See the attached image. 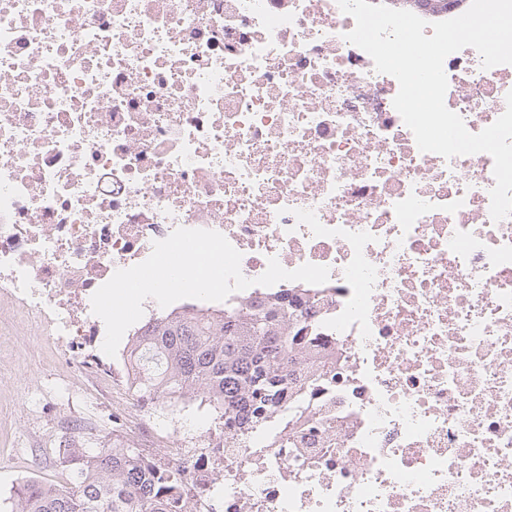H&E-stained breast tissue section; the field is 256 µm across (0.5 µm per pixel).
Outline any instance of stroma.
<instances>
[{
	"instance_id": "1",
	"label": "stroma",
	"mask_w": 512,
	"mask_h": 512,
	"mask_svg": "<svg viewBox=\"0 0 512 512\" xmlns=\"http://www.w3.org/2000/svg\"><path fill=\"white\" fill-rule=\"evenodd\" d=\"M112 413L111 394L69 367L36 321L14 325L0 316V504L25 479L68 482L57 462L62 422L91 425L90 447L123 444L112 431Z\"/></svg>"
}]
</instances>
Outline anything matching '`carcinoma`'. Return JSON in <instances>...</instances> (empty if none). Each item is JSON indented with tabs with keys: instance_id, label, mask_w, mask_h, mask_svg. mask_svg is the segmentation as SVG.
<instances>
[{
	"instance_id": "1",
	"label": "carcinoma",
	"mask_w": 512,
	"mask_h": 512,
	"mask_svg": "<svg viewBox=\"0 0 512 512\" xmlns=\"http://www.w3.org/2000/svg\"><path fill=\"white\" fill-rule=\"evenodd\" d=\"M405 9L448 11L465 0H389ZM310 323L288 305L240 303L221 309L186 305L150 319L134 332L125 360L134 371L131 393L157 405L197 401L224 420V437L262 438L273 447L280 414L303 402L293 387L298 341ZM68 486L26 479L13 498L18 512H187L177 489L185 465L160 471L136 448H88L77 435L58 450Z\"/></svg>"
}]
</instances>
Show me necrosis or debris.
Returning a JSON list of instances; mask_svg holds the SVG:
<instances>
[{
  "label": "necrosis or debris",
  "instance_id": "necrosis-or-debris-1",
  "mask_svg": "<svg viewBox=\"0 0 512 512\" xmlns=\"http://www.w3.org/2000/svg\"><path fill=\"white\" fill-rule=\"evenodd\" d=\"M354 26L337 0H0V301L124 387L84 353L92 295L214 230L254 281L232 300L281 298L339 356L290 448L200 421L160 457L154 406H116L193 512H512V217L489 154L418 149ZM444 69L470 132L504 112L512 65ZM272 257L330 277L258 285Z\"/></svg>",
  "mask_w": 512,
  "mask_h": 512
}]
</instances>
